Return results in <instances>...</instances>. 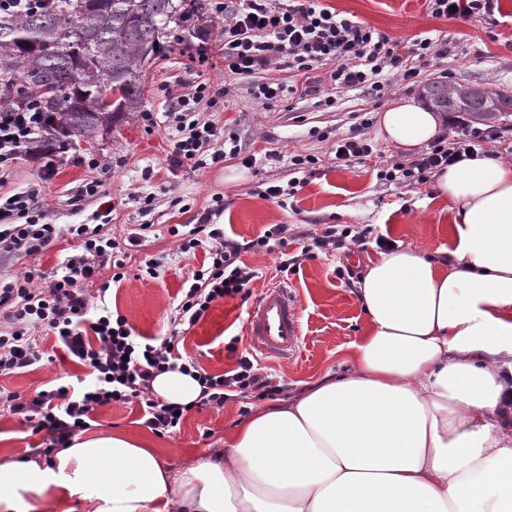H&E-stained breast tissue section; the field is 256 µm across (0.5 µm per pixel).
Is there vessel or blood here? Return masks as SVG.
<instances>
[{
    "instance_id": "1",
    "label": "vessel or blood",
    "mask_w": 512,
    "mask_h": 512,
    "mask_svg": "<svg viewBox=\"0 0 512 512\" xmlns=\"http://www.w3.org/2000/svg\"><path fill=\"white\" fill-rule=\"evenodd\" d=\"M247 336L262 355L287 359L298 350L301 322L298 303L287 288L268 289L250 312Z\"/></svg>"
}]
</instances>
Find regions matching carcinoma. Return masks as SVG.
<instances>
[{"label": "carcinoma", "mask_w": 512, "mask_h": 512, "mask_svg": "<svg viewBox=\"0 0 512 512\" xmlns=\"http://www.w3.org/2000/svg\"><path fill=\"white\" fill-rule=\"evenodd\" d=\"M53 0L28 13L0 12V104L18 106L34 101L45 117L28 151L48 155L55 146L89 141L109 112H85L55 101L56 90L81 89L107 99L115 111L135 112L142 103L144 68L164 48L173 27H183L202 11V0ZM428 106L437 112H465L489 120L512 112V95L464 84L433 82L424 87Z\"/></svg>", "instance_id": "carcinoma-1"}]
</instances>
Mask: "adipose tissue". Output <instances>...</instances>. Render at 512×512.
Instances as JSON below:
<instances>
[{"label":"adipose tissue","instance_id":"1","mask_svg":"<svg viewBox=\"0 0 512 512\" xmlns=\"http://www.w3.org/2000/svg\"><path fill=\"white\" fill-rule=\"evenodd\" d=\"M444 131L411 97L378 115L400 152ZM434 179L459 207L447 256L400 245L370 262L345 371L177 468L123 433L75 436L47 461L0 458V512H512V160ZM152 389L180 405L201 391L178 371Z\"/></svg>","mask_w":512,"mask_h":512}]
</instances>
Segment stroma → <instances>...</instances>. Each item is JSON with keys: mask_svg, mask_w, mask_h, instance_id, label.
<instances>
[{"mask_svg": "<svg viewBox=\"0 0 512 512\" xmlns=\"http://www.w3.org/2000/svg\"><path fill=\"white\" fill-rule=\"evenodd\" d=\"M327 3L394 38L429 37L457 46L459 53L422 66L416 83L390 77L377 96L355 90L340 95L331 105L313 97L285 96L266 107L253 98L254 86L265 81L291 85L296 81L294 74L286 66L273 64L250 76L226 75L220 37L224 21L207 10L197 24L207 31L208 63L198 65L190 60L199 44L197 39L172 44L146 69L140 111L118 114L109 132L54 153L56 173L52 178L42 180L43 159L23 152L0 170V197L40 183L45 223L97 224L103 235L119 243L142 221L141 197L153 196V230L139 249L127 251L124 279L112 282L113 270L105 267L88 286L93 296L99 288H106L110 310L125 317L140 336L167 333L170 312L184 281L207 254L202 246L182 252V240L172 235L171 229L192 223L214 195L224 197L219 221L226 235L238 240L256 238L275 224L297 225L316 236L330 224L346 225L356 232L370 228L365 244H354L340 254L314 251L285 277L276 271L277 254L243 256L258 271L250 284L253 297L283 286L298 301L302 325L298 353L286 360L258 359L267 372L281 380L287 398L326 375L343 372L351 344L363 334L365 315L355 286L340 275L341 267H351L355 276H362L379 253L375 242L379 236L432 253L448 245V226L457 207L438 199L434 182L408 186L381 180L380 171L398 162L400 156L380 139L375 125L378 112L394 99L421 97L424 85L445 78L453 84L512 94V20L491 29L480 22L435 19L428 16L423 0ZM200 82L226 90L219 107L198 114L199 121L223 132L215 148H223V140L229 136L242 145L240 156L203 167L178 163L172 154L178 136L175 99ZM146 110L153 115L152 123L142 119ZM350 135L367 139L373 152L362 162L344 166L336 161V142ZM247 155L252 158L248 165L242 162ZM299 155L315 158V174L305 176L303 184L283 201L263 197L267 186H284L294 177L293 162ZM91 157L106 163V170L88 167ZM98 177L103 180L105 200L112 205L108 215L100 200L74 199L82 183ZM76 246V239L66 236L34 255H1L0 281L10 282L31 269L51 275L65 258L75 254ZM149 260L158 265L156 276L143 272ZM248 312V306L239 300L227 297L215 301L206 316L185 331L183 354L211 373L234 369L240 356L251 350L246 334ZM42 347L45 361L1 377L0 386L27 397L41 389L73 385L87 378L88 367L65 359L55 338H45ZM259 407L258 401L236 398L218 409L195 407L174 432L159 435L145 424L139 403H115L94 412L89 431L145 437L177 467L189 456L223 447L227 430ZM40 442V436L32 434L21 417L0 411V454L15 459L31 457Z\"/></svg>", "mask_w": 512, "mask_h": 512, "instance_id": "stroma-1", "label": "stroma"}]
</instances>
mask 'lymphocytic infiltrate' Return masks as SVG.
<instances>
[{
  "label": "lymphocytic infiltrate",
  "mask_w": 512,
  "mask_h": 512,
  "mask_svg": "<svg viewBox=\"0 0 512 512\" xmlns=\"http://www.w3.org/2000/svg\"><path fill=\"white\" fill-rule=\"evenodd\" d=\"M214 14L224 18V70L251 74L273 63L285 62L290 71L305 78L301 86L262 83L253 91L255 99L270 104L284 93L302 96L319 94V72L329 68L336 91L369 89L381 91L387 75L416 78L419 62L428 57H446L451 46L431 38L399 41L366 23L337 12L323 0H210ZM431 17L482 21L499 25L500 0H425ZM221 92L209 84H199L191 94L181 96L177 110L187 123V132L175 140L178 161L196 166L220 163L221 151L211 145L218 132L213 125L193 120L201 105L216 107ZM42 114L38 105L0 110V166L15 159L38 131ZM512 130L502 126L480 129L462 124L457 136L442 138L408 163L392 166L385 180L426 183L435 172L462 159L478 155L486 140L507 137ZM39 188L13 194L0 201V254L32 255L57 238L68 235L79 239L80 251L68 256L60 272L45 287L34 285V272L0 286V377L17 373L40 363L45 352L39 334H54L57 344L70 357L90 369V381L82 386L60 385L23 398L0 386V409L22 416L32 434H43L42 452L51 456L69 447L74 436L88 430L92 414L112 403L139 402L146 425L165 434L181 423L176 406L152 397V382L162 373L177 370L193 376L201 386L199 405L220 408L230 395L245 399L273 400L284 390L280 380L263 372L248 356H241L235 369L212 374L180 350L181 328L204 318L213 302L225 298L248 301L250 283L257 272L243 259L248 252H279L278 272L296 266L298 257L286 254L289 237L302 240L303 254L313 250L329 252L347 245L348 230L330 225L321 235L290 232L276 224L263 235L239 241L227 237L216 219L224 212L223 198L203 213L189 229L183 251L209 242L201 267L180 291V300L170 317V331L157 337L137 336L123 316L102 310L89 319V300L84 288L101 268L113 265V281H121L123 260L117 259V242L85 224L61 227L43 223L37 205Z\"/></svg>",
  "instance_id": "lymphocytic-infiltrate-1"
}]
</instances>
